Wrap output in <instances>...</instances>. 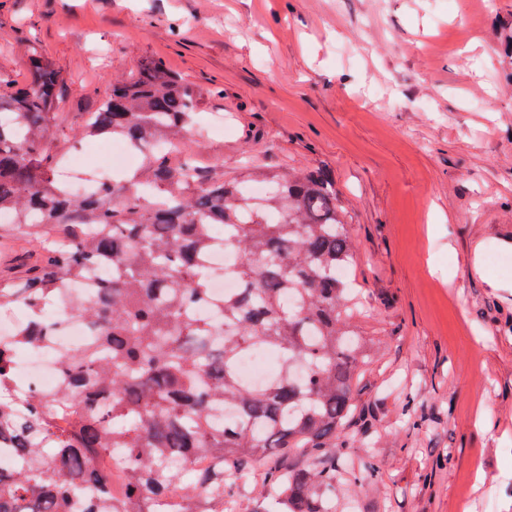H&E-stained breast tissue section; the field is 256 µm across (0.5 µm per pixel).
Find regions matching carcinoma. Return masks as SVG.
<instances>
[{"label":"carcinoma","mask_w":512,"mask_h":512,"mask_svg":"<svg viewBox=\"0 0 512 512\" xmlns=\"http://www.w3.org/2000/svg\"><path fill=\"white\" fill-rule=\"evenodd\" d=\"M66 91L36 50L26 83L0 74V215L12 216L0 219V240L18 235L37 255H17V272L0 277V305L27 312L0 341V447L20 458L0 473V512H71L84 482L95 494L83 512H157L171 488L182 512H230L250 470L275 499L248 512H336L343 475H381L375 458L365 475L345 468L372 435L353 395L372 345L349 321L351 282L336 275L356 256L336 182L322 167L230 178L207 169L193 149L198 92L159 61L113 79L70 127L58 123ZM95 137L127 142L141 163L94 196H72L57 169ZM254 182L269 187L261 203L246 194ZM215 224L242 258L245 288L224 295L211 322L192 309L211 300ZM100 266L109 272L96 294L71 309L91 338L65 359L59 390H15L14 353L51 339L46 308ZM256 343L281 354V377L247 387L236 363ZM227 408L236 420L216 427ZM197 454L211 464L187 484Z\"/></svg>","instance_id":"obj_1"}]
</instances>
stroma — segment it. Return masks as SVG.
<instances>
[{
  "mask_svg": "<svg viewBox=\"0 0 512 512\" xmlns=\"http://www.w3.org/2000/svg\"><path fill=\"white\" fill-rule=\"evenodd\" d=\"M507 31L512 0H0V73L39 49L65 123L152 58L200 90L195 147L225 176L331 170L375 348L349 465L383 470L337 512H512V264H488L512 256Z\"/></svg>",
  "mask_w": 512,
  "mask_h": 512,
  "instance_id": "35a3bbf8",
  "label": "stroma"
}]
</instances>
